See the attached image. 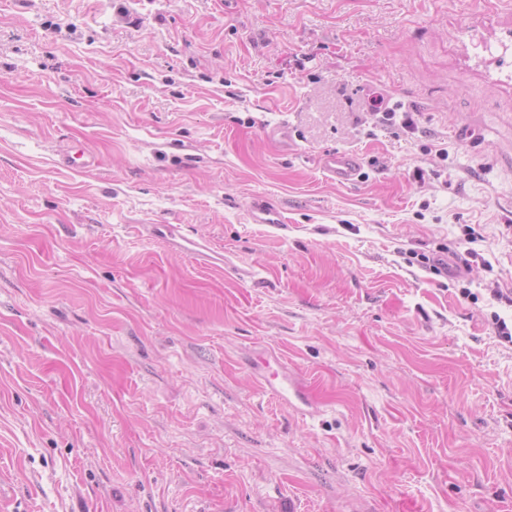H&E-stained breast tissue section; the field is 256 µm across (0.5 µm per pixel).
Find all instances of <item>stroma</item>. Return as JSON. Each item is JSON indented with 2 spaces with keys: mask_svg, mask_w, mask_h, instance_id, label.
<instances>
[{
  "mask_svg": "<svg viewBox=\"0 0 512 512\" xmlns=\"http://www.w3.org/2000/svg\"><path fill=\"white\" fill-rule=\"evenodd\" d=\"M497 288L512 0H0V512H512ZM372 106L374 111L372 115L382 125H395L397 118H399V125L406 131L413 133L418 128L412 112H399L403 108L401 104L394 103L392 106H388V104H384L383 99H376L373 101ZM319 165L328 180L340 185L353 183L361 168L359 158L334 152L324 153ZM155 234L201 262L208 264L218 262L203 242L183 237L179 233L178 226L174 224H164L162 228H156ZM439 252L442 254H446V258L443 255L433 256L430 258L429 256L423 253H417L415 251H410L408 253V258H406L407 262L411 265H414L416 262L422 268L429 270L430 273L435 275H441L442 273L448 274V247L440 246ZM273 376L274 379H277L276 382H271L266 377L261 376V383L267 390L286 403H288V398L293 397L299 404L309 406L311 399L310 390L288 374L287 369H283L280 375L276 373Z\"/></svg>",
  "mask_w": 512,
  "mask_h": 512,
  "instance_id": "obj_1",
  "label": "stroma"
}]
</instances>
